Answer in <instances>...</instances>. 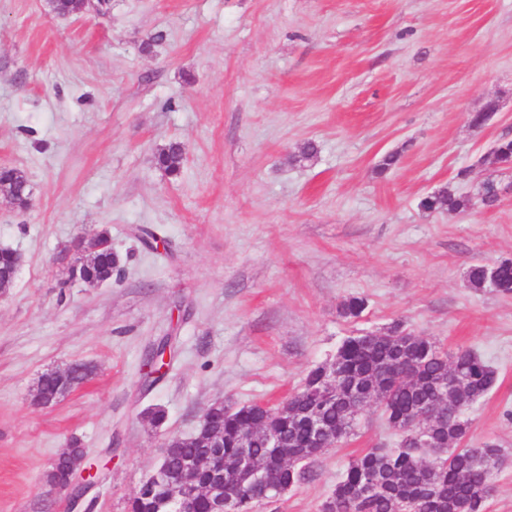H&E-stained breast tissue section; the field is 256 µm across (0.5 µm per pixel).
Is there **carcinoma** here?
<instances>
[{
    "label": "carcinoma",
    "mask_w": 512,
    "mask_h": 512,
    "mask_svg": "<svg viewBox=\"0 0 512 512\" xmlns=\"http://www.w3.org/2000/svg\"><path fill=\"white\" fill-rule=\"evenodd\" d=\"M183 147L171 142L156 156L157 167L166 174L180 173ZM9 196L19 208L29 203V181L18 168H0V196ZM426 212L464 211L471 200L457 197L443 188L422 197L418 203ZM121 257L112 251L100 253L79 272L85 282L112 279L120 273ZM494 277V291L512 296V259H503L491 265L477 262L469 267L468 278L476 288L489 287ZM366 308V300L359 296L347 298L341 306L346 317H358ZM336 395L322 403L317 402L304 387L296 393L298 404L306 409L317 407L326 424L336 430V440L351 434L355 416L348 411L353 399L363 394L381 406L384 419L391 429L416 409L428 405L436 396L440 382L448 380L453 370L465 396L459 412L450 411L446 420L431 426L439 440L448 444L446 455L439 461L427 457L426 450L403 444L389 450L372 448L353 460L336 482L328 500L335 504L334 512H485L491 497L488 487L495 486L502 449L486 443L480 448L463 446L469 422L466 410L482 399L496 381V371L469 349L454 353L442 349L424 336L408 331L401 320L392 322L380 334L366 333L348 337L336 353ZM212 425L223 432L224 458H234L238 433L261 420L278 431L284 447L273 448L265 434L257 435L251 455L260 463L272 465L275 479L294 487L304 482L314 459L322 452L312 448L311 434L303 418L276 419L266 415L254 404L234 411L217 410L211 415ZM298 460L286 470L280 468L278 455ZM375 480L379 491L364 495L366 484ZM168 491L161 485H141L129 502V512H168L165 500Z\"/></svg>",
    "instance_id": "cac0c4a2"
}]
</instances>
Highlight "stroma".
Masks as SVG:
<instances>
[{
	"label": "stroma",
	"instance_id": "1",
	"mask_svg": "<svg viewBox=\"0 0 512 512\" xmlns=\"http://www.w3.org/2000/svg\"><path fill=\"white\" fill-rule=\"evenodd\" d=\"M505 137L512 0H111L67 18L0 0V167L31 187L23 210L0 197V247L23 258L0 298V512H128L167 434H193L216 401L281 400L345 338L396 320L495 369L466 444L503 448L488 512H512V296L467 279L512 259ZM174 141L176 177L154 162ZM442 188L471 208L419 209ZM102 231L122 273L91 288L69 269ZM352 295L357 318L340 313ZM164 337L175 358L145 387ZM78 361L92 379L36 404L39 376ZM74 437L96 470L77 502L47 487ZM399 441L370 404L257 512H320L352 460Z\"/></svg>",
	"mask_w": 512,
	"mask_h": 512
}]
</instances>
